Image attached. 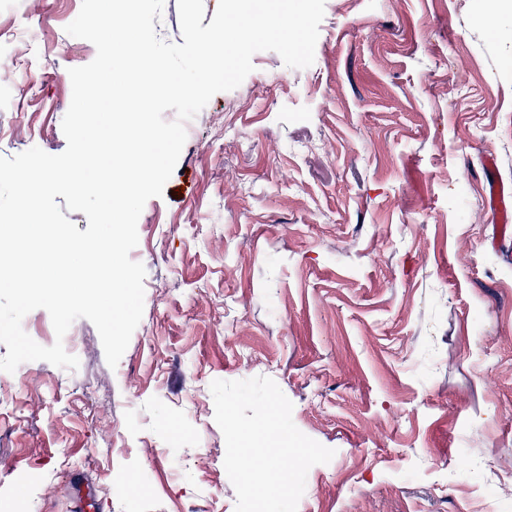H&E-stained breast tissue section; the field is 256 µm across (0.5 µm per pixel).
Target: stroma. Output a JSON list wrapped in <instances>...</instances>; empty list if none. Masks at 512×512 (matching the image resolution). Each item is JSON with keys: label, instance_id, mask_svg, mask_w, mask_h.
Returning a JSON list of instances; mask_svg holds the SVG:
<instances>
[{"label": "stroma", "instance_id": "obj_1", "mask_svg": "<svg viewBox=\"0 0 512 512\" xmlns=\"http://www.w3.org/2000/svg\"><path fill=\"white\" fill-rule=\"evenodd\" d=\"M82 0H10L0 157L67 145L65 31ZM493 28H486L489 15ZM193 120L138 220L144 312L117 367L0 371V512H235L210 384L265 376L334 449L297 512H512V11L492 0H326L315 59L252 58Z\"/></svg>", "mask_w": 512, "mask_h": 512}]
</instances>
